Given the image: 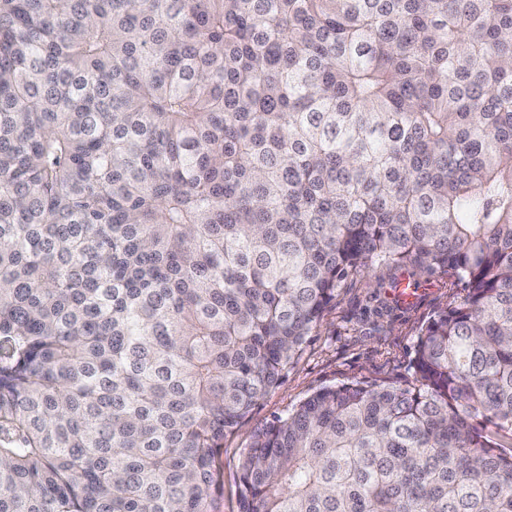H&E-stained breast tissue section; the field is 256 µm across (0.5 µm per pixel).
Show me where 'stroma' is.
<instances>
[{
  "mask_svg": "<svg viewBox=\"0 0 512 512\" xmlns=\"http://www.w3.org/2000/svg\"><path fill=\"white\" fill-rule=\"evenodd\" d=\"M397 280L414 288L411 302L398 297L393 287ZM462 294V284L452 283L443 274L412 276L400 269L378 267L350 275L279 384L226 437L220 461L224 488L215 495L216 512L239 510V461L257 427L287 415L325 386L411 383L422 327Z\"/></svg>",
  "mask_w": 512,
  "mask_h": 512,
  "instance_id": "obj_1",
  "label": "stroma"
}]
</instances>
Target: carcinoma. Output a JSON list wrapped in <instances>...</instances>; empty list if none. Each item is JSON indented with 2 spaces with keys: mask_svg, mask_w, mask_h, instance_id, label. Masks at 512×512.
Segmentation results:
<instances>
[{
  "mask_svg": "<svg viewBox=\"0 0 512 512\" xmlns=\"http://www.w3.org/2000/svg\"><path fill=\"white\" fill-rule=\"evenodd\" d=\"M389 264L464 285L413 383L258 428L239 512H512V0H0V512H214Z\"/></svg>",
  "mask_w": 512,
  "mask_h": 512,
  "instance_id": "1",
  "label": "carcinoma"
}]
</instances>
